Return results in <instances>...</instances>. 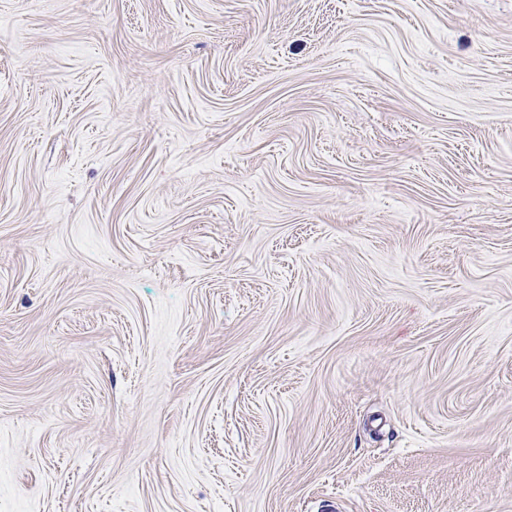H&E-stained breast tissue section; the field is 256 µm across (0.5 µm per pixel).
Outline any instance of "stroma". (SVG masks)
Returning <instances> with one entry per match:
<instances>
[{
    "label": "stroma",
    "mask_w": 512,
    "mask_h": 512,
    "mask_svg": "<svg viewBox=\"0 0 512 512\" xmlns=\"http://www.w3.org/2000/svg\"><path fill=\"white\" fill-rule=\"evenodd\" d=\"M512 512V0H0V512Z\"/></svg>",
    "instance_id": "1"
}]
</instances>
